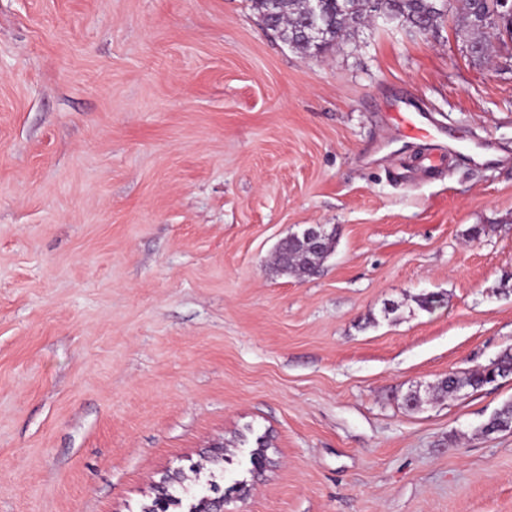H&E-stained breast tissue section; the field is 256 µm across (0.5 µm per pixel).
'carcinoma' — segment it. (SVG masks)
Listing matches in <instances>:
<instances>
[{
    "label": "carcinoma",
    "mask_w": 512,
    "mask_h": 512,
    "mask_svg": "<svg viewBox=\"0 0 512 512\" xmlns=\"http://www.w3.org/2000/svg\"><path fill=\"white\" fill-rule=\"evenodd\" d=\"M369 0H320L318 14H313L314 0H253L254 8L263 23L278 33L289 46L304 53L318 55L336 46V42L362 27L368 15ZM504 9L500 0H386V13L394 21L409 27L420 24L433 29L448 16L458 21L459 34L465 49L476 64L489 63L492 45L485 28ZM321 24V40L307 38L312 21ZM335 234L323 240L324 247L314 251L299 242L288 244V272L303 277L317 274L334 249ZM504 376L512 375V350H504L490 362ZM485 385V376L478 370L450 373L437 386L440 395L456 396L465 389L478 390ZM512 430V401H508L487 421L480 431L488 436Z\"/></svg>",
    "instance_id": "carcinoma-1"
}]
</instances>
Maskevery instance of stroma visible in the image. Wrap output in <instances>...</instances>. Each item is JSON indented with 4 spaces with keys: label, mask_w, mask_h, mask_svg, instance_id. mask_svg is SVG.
<instances>
[{
    "label": "stroma",
    "mask_w": 512,
    "mask_h": 512,
    "mask_svg": "<svg viewBox=\"0 0 512 512\" xmlns=\"http://www.w3.org/2000/svg\"><path fill=\"white\" fill-rule=\"evenodd\" d=\"M400 106L487 161L427 168ZM310 224L320 272L273 270ZM510 347L511 46L376 21L308 55L252 0H0V512H144L168 473L169 512H512V431L478 432L512 376L432 394ZM485 376L478 370L462 373H450L437 386V393L455 397L465 389L478 390L485 385Z\"/></svg>",
    "instance_id": "obj_1"
}]
</instances>
